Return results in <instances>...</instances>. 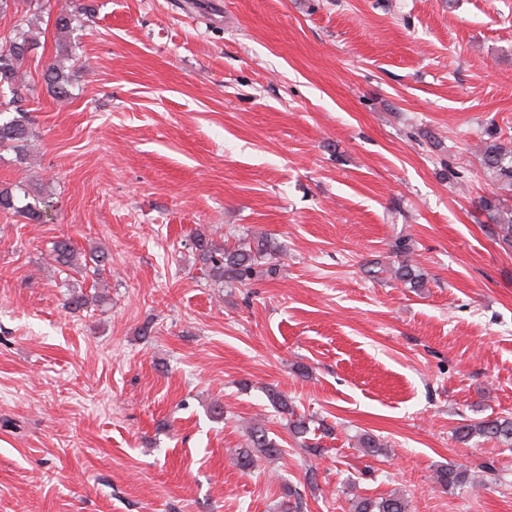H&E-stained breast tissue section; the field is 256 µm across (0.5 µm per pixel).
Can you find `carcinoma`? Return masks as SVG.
<instances>
[{"mask_svg":"<svg viewBox=\"0 0 512 512\" xmlns=\"http://www.w3.org/2000/svg\"><path fill=\"white\" fill-rule=\"evenodd\" d=\"M79 7L75 0H66L58 8L54 25L62 36L68 34L74 22L78 20ZM33 49L32 39L24 33L19 37L13 36L9 43L0 47V91L8 90L11 98L0 101V147L11 148L16 156L26 154L31 129L21 113H11V108L22 100V94L30 90L25 82L23 64L29 52ZM44 81L51 93L60 100L70 97L69 79L60 62L51 64L44 73ZM495 133H490V141L480 149L481 162L487 173L494 179L497 191L481 199V210L486 212L489 219L499 226L498 240L512 248V208L505 207L504 199L499 192H512V145L494 140ZM30 194L16 196L11 190H0V211H11L28 220L39 221L42 218L40 201H28ZM195 249L199 251L202 270L210 277L222 280L229 278L247 286L260 273V267L268 257L280 251L274 239L268 236H258L252 239L243 238L222 247H216L203 234L193 238ZM52 261L80 274L92 268L99 270L108 261V255L101 252L83 258L76 252L70 240L63 238L54 242L51 253ZM397 280L410 284L413 288H421L424 284L423 274L412 264L405 262L394 270ZM268 398L277 413L288 417L289 429L303 437L309 432L308 421L295 413L294 407L288 401V396L280 391L268 392ZM456 436L462 442H468L474 437L492 440L512 447V415L496 416L475 423H466L456 429ZM281 452L280 444L270 436V431L264 424L256 423L247 431L245 445L238 452L240 466L247 470L255 467L262 458H269ZM434 483L451 491L468 480V470L458 464L440 467L434 472ZM281 512H302L303 500L301 493L290 487H285L283 500L280 503ZM353 512H407V503L396 494L371 498L359 496L352 502Z\"/></svg>","mask_w":512,"mask_h":512,"instance_id":"obj_1","label":"carcinoma"}]
</instances>
